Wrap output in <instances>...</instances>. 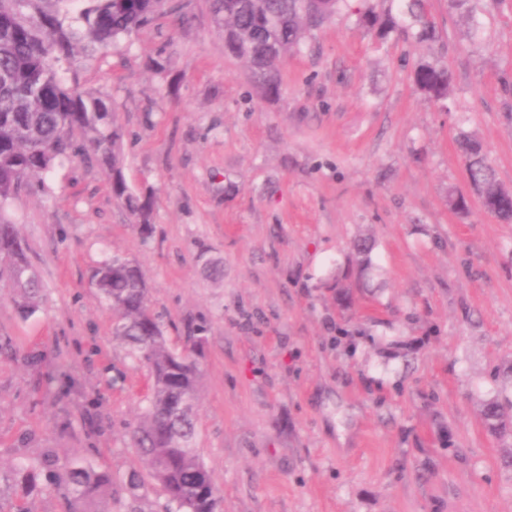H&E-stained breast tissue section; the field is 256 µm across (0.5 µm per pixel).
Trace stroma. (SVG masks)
<instances>
[{
  "instance_id": "stroma-1",
  "label": "stroma",
  "mask_w": 512,
  "mask_h": 512,
  "mask_svg": "<svg viewBox=\"0 0 512 512\" xmlns=\"http://www.w3.org/2000/svg\"><path fill=\"white\" fill-rule=\"evenodd\" d=\"M359 5L289 53L271 100L210 0L85 63L152 232L78 159L12 200L44 293L28 317L0 298L17 352L0 355V512H64L14 471L45 448L144 469L127 433L149 372L90 285L115 255L142 269L171 343L206 329L196 448L222 512H512V443L481 413L512 397V224L483 208L457 144L474 134L512 190V0H428L420 44L378 38ZM425 60L447 67V98L417 90Z\"/></svg>"
}]
</instances>
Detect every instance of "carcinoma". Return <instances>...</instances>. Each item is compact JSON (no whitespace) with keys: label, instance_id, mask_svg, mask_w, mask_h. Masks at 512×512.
Segmentation results:
<instances>
[{"label":"carcinoma","instance_id":"carcinoma-1","mask_svg":"<svg viewBox=\"0 0 512 512\" xmlns=\"http://www.w3.org/2000/svg\"><path fill=\"white\" fill-rule=\"evenodd\" d=\"M167 0H0V286L24 315L41 297V280L30 264L18 225L7 208L23 184L55 164L80 158L112 170V193L148 235L151 201L132 193L121 173V134L114 125L112 98L89 89L80 79L81 58L101 51L150 25L166 12ZM345 0H212L217 27L236 56L268 97L279 94V63L305 33L333 16ZM359 22L386 35L431 41L435 29L424 0H402L399 15L375 14L367 6ZM416 87L431 98L448 95V70L422 62L413 72ZM460 151L472 187L491 205L490 212L512 223V192L496 180L479 142L462 135ZM92 285L114 314L112 334L148 367V404L129 432L152 481L175 512H217L219 495L211 473L194 446L195 423L184 414V397L198 400L197 362L177 360L159 321L149 311V294L139 266L112 257L95 270ZM488 430L502 437L508 427L502 405H484ZM21 481L37 485L41 472L65 500L66 512H112L116 479L77 459H62L51 449L16 466ZM144 478L136 471L121 480L137 507Z\"/></svg>","mask_w":512,"mask_h":512}]
</instances>
